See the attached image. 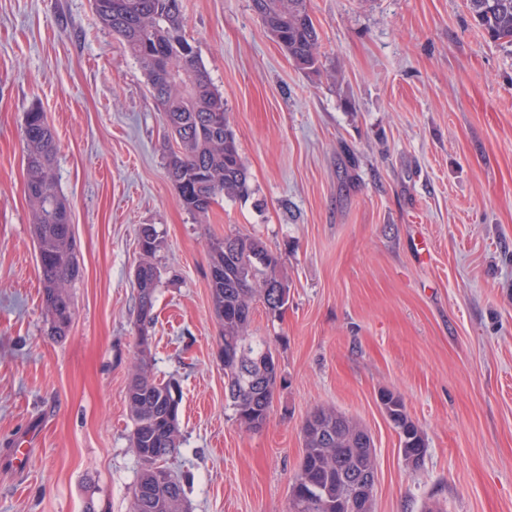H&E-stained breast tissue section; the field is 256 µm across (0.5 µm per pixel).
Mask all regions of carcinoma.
<instances>
[{
	"label": "carcinoma",
	"mask_w": 512,
	"mask_h": 512,
	"mask_svg": "<svg viewBox=\"0 0 512 512\" xmlns=\"http://www.w3.org/2000/svg\"><path fill=\"white\" fill-rule=\"evenodd\" d=\"M267 31L303 70L318 64L319 36L308 0H251ZM99 22L122 38L140 61L163 119L177 142L166 156V170L181 206L205 215L219 197L247 199V169L230 128L224 99L184 35L182 0H94ZM475 20L495 42L512 45V0H467ZM26 191L32 206L43 301L51 335H68L75 313L71 285L81 273L74 233L67 231L70 210L57 190V140L44 113L33 109L23 127ZM142 260L135 271L138 305L137 364L125 399L132 421L130 441L141 462L132 490L133 512H182L184 488L177 477L160 478V461L180 447L181 399L178 385L154 378L148 328L154 321L155 292L161 270L153 262L163 240L155 226L137 234ZM214 314L220 326L219 356L239 425L258 430L270 418L279 382L274 354L264 340L249 333L252 301L258 296L277 316L288 302L281 259L252 235L214 239L207 246ZM387 419L400 440L405 462L419 465L427 451L421 429L409 417L403 399L380 394ZM303 456L293 483L307 506L302 512H352L350 472L377 470V459L363 451L358 433L366 429L330 408L313 410L303 422Z\"/></svg>",
	"instance_id": "carcinoma-1"
}]
</instances>
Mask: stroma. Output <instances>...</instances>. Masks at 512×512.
Returning <instances> with one entry per match:
<instances>
[{
    "mask_svg": "<svg viewBox=\"0 0 512 512\" xmlns=\"http://www.w3.org/2000/svg\"><path fill=\"white\" fill-rule=\"evenodd\" d=\"M253 193L179 203L176 142L144 70L93 0H0V512H131L125 401L137 352L139 225L163 240L152 372L182 391L166 467L186 512H290L301 426L330 406L371 434L374 512H512V46L466 0H309L319 72L296 67L251 0H182ZM40 109L82 276L50 334L22 128ZM260 238L288 304L253 301L281 383L241 428L224 391L209 240ZM400 395L427 452L409 467L380 405ZM26 469H16L18 449Z\"/></svg>",
    "mask_w": 512,
    "mask_h": 512,
    "instance_id": "1",
    "label": "stroma"
}]
</instances>
